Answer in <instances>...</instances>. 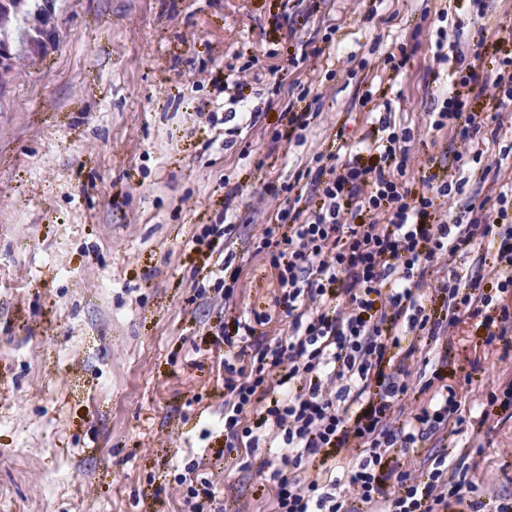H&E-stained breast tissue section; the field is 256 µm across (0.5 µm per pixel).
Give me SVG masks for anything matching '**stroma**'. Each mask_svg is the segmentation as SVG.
Segmentation results:
<instances>
[{
  "label": "stroma",
  "mask_w": 512,
  "mask_h": 512,
  "mask_svg": "<svg viewBox=\"0 0 512 512\" xmlns=\"http://www.w3.org/2000/svg\"><path fill=\"white\" fill-rule=\"evenodd\" d=\"M35 4L0 17V512H188L175 477L192 464L224 512H269L268 472L224 445L217 335L229 308L288 334L253 247L285 203L272 193L316 196L314 154L351 161L386 109L414 134L410 188L460 178L458 213L512 184V131L476 161L426 124L448 86L434 26L490 70L512 53V0L481 17L471 0H54L50 41L23 21ZM288 105L312 119L279 140ZM226 222V243L196 244ZM226 261L229 308L197 295ZM484 339L465 319L430 355L475 416L512 381V351ZM448 441L512 497V409Z\"/></svg>",
  "instance_id": "stroma-1"
}]
</instances>
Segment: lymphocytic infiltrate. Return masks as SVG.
<instances>
[{"label":"lymphocytic infiltrate","instance_id":"1","mask_svg":"<svg viewBox=\"0 0 512 512\" xmlns=\"http://www.w3.org/2000/svg\"><path fill=\"white\" fill-rule=\"evenodd\" d=\"M433 59L454 89L431 129L478 142L487 122L471 102L492 87L499 106L512 105V56L491 77L459 51ZM379 124L388 133L379 165L317 166L319 201L295 195L256 244L275 273L273 305L289 319L287 338L266 340V313L234 317L223 332L224 443L250 456L262 444L277 449L278 466L261 462L277 484L272 512H446L452 499L468 512L487 506L468 466L447 455H425L416 470L391 465L392 449L419 450L466 419L456 389L438 385L418 348L394 364L389 354L401 332L430 348L463 317L481 321L487 345L512 347V189L450 216L443 202L452 182L413 194L403 181L411 133L385 115ZM490 237L499 241L492 255L481 250ZM468 256L474 271H449L442 313L428 311L420 290L435 268ZM414 392L427 403L396 414Z\"/></svg>","mask_w":512,"mask_h":512}]
</instances>
